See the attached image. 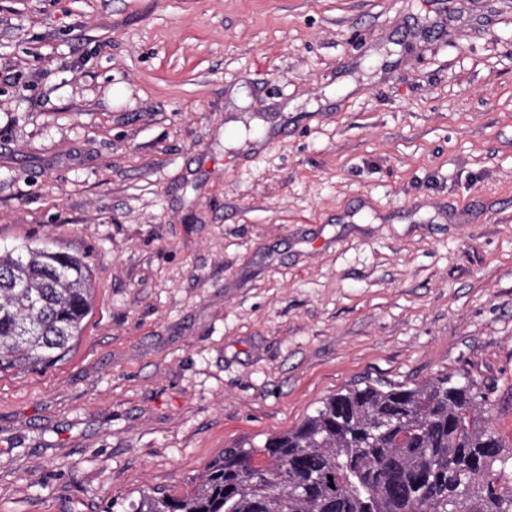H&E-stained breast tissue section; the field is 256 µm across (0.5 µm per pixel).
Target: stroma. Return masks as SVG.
<instances>
[{
    "mask_svg": "<svg viewBox=\"0 0 512 512\" xmlns=\"http://www.w3.org/2000/svg\"><path fill=\"white\" fill-rule=\"evenodd\" d=\"M85 256L0 371V512L180 494L365 383L512 454V0H0V249Z\"/></svg>",
    "mask_w": 512,
    "mask_h": 512,
    "instance_id": "stroma-1",
    "label": "stroma"
}]
</instances>
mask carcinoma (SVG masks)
Segmentation results:
<instances>
[{
	"label": "carcinoma",
	"instance_id": "1",
	"mask_svg": "<svg viewBox=\"0 0 512 512\" xmlns=\"http://www.w3.org/2000/svg\"><path fill=\"white\" fill-rule=\"evenodd\" d=\"M93 287L84 257L45 243L0 252V371L52 366L82 335ZM462 375L337 392L298 428L226 448L183 494L142 493L132 512H512V455Z\"/></svg>",
	"mask_w": 512,
	"mask_h": 512
}]
</instances>
